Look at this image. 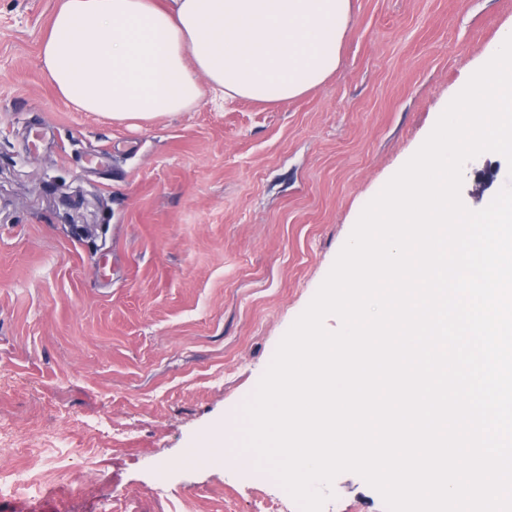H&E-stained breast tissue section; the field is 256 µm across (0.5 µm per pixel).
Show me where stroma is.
I'll return each mask as SVG.
<instances>
[{
	"label": "stroma",
	"mask_w": 512,
	"mask_h": 512,
	"mask_svg": "<svg viewBox=\"0 0 512 512\" xmlns=\"http://www.w3.org/2000/svg\"><path fill=\"white\" fill-rule=\"evenodd\" d=\"M63 0H0V462L44 473L0 512H261L265 469L185 462L243 449V406L363 208L416 153L512 26V0H352L342 64L261 103L207 95L120 123L67 104L39 56ZM49 139L31 145V131ZM512 183L467 161L461 199ZM79 461L45 473L60 451ZM323 512H387L339 474Z\"/></svg>",
	"instance_id": "stroma-1"
}]
</instances>
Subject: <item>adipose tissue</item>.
Masks as SVG:
<instances>
[{"instance_id":"obj_1","label":"adipose tissue","mask_w":512,"mask_h":512,"mask_svg":"<svg viewBox=\"0 0 512 512\" xmlns=\"http://www.w3.org/2000/svg\"><path fill=\"white\" fill-rule=\"evenodd\" d=\"M351 0H63L45 74L76 108L115 121L197 106L207 91L287 101L341 65Z\"/></svg>"}]
</instances>
